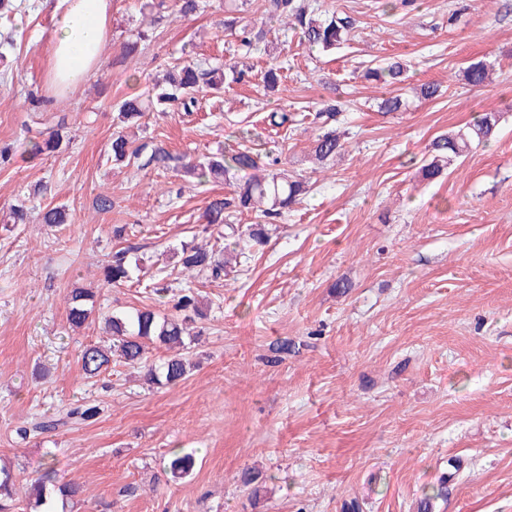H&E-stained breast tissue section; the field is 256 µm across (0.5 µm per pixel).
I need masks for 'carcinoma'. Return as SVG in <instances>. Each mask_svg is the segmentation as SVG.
<instances>
[{"label": "carcinoma", "mask_w": 512, "mask_h": 512, "mask_svg": "<svg viewBox=\"0 0 512 512\" xmlns=\"http://www.w3.org/2000/svg\"><path fill=\"white\" fill-rule=\"evenodd\" d=\"M262 14L269 20H277L283 27L299 31L303 41L310 48L324 52L337 48L348 40L357 28V20L348 15L333 14L322 17L321 5L317 0H261ZM241 17L231 13L224 16V30L238 32L241 46L253 50L257 44L267 40L271 29L264 26L240 25ZM491 66L483 59L471 61L463 69V80L469 86L483 85L489 77ZM406 65L393 61L382 68H368L364 77L381 80L384 84L395 86L404 82ZM251 69L242 61L226 68L203 67L194 62H178L169 67L163 81L157 84L156 96L129 97L123 99L118 108L121 123L140 125V121L150 111V105L157 99L164 102H176L187 112L197 103L196 94L201 87L207 86L219 91L225 82L242 83L247 81ZM345 108L339 100L322 104L315 119L319 120L321 133L312 147V159L325 164L341 154L345 145V133L340 130L338 115ZM499 117L494 113H484L474 118L466 128L440 134L431 143L429 157L420 167L422 176L432 179L441 173L444 166L460 160L472 147L489 143L496 135ZM149 151L146 164L160 174L181 171L200 183L212 179L224 178L229 171H249L259 168L262 157L253 147L238 144L226 151H218L196 161L175 155L161 144L139 145L125 134L112 135L110 152L116 165L129 166L144 151ZM278 157L266 162L270 171L254 175L237 184L227 197L214 198L206 206L203 218L206 224L224 230V238L234 239L235 246L245 250L264 244L269 232L267 226L281 218L283 213L295 205L305 193V182L293 176L287 169L280 167ZM253 209L261 211V224H248L244 227L231 222L232 214ZM130 249L116 251L103 267V280L109 285H121L131 282L135 273L144 271L140 258L128 259ZM233 257L227 249L203 248L201 246H182L178 263L181 272L192 277L205 275L217 279L232 269ZM96 291L91 288H74L67 295V320L74 329H81L93 322ZM176 314L159 316L150 308L106 314L102 317L107 340L103 343L83 347L80 352L81 370L86 378H99L110 368L112 362H118L131 368L144 370L145 379L157 386H172L182 381L190 367L187 354L195 341L201 337L194 330L192 315L199 314L201 300L192 288H182L171 297ZM156 344L165 348L169 355L158 365L148 362L146 344ZM102 411L99 403L85 401L66 412V418L88 422L98 418ZM63 419L43 418L35 422H26L17 428V436L25 440L32 435L43 434L56 429ZM196 458L181 449L169 451L167 471L173 479H183L193 473ZM51 471L30 479V491L26 506H20V498L10 468L0 466V512H53L50 507L51 491L48 483ZM448 478L439 480L438 485L424 494L420 500L419 512H434V501L443 499L447 494Z\"/></svg>", "instance_id": "carcinoma-1"}]
</instances>
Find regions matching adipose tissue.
Masks as SVG:
<instances>
[{
    "label": "adipose tissue",
    "instance_id": "adipose-tissue-1",
    "mask_svg": "<svg viewBox=\"0 0 512 512\" xmlns=\"http://www.w3.org/2000/svg\"><path fill=\"white\" fill-rule=\"evenodd\" d=\"M52 35L50 74L61 90L81 86L102 65L112 0H61Z\"/></svg>",
    "mask_w": 512,
    "mask_h": 512
}]
</instances>
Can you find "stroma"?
<instances>
[{
	"label": "stroma",
	"mask_w": 512,
	"mask_h": 512,
	"mask_svg": "<svg viewBox=\"0 0 512 512\" xmlns=\"http://www.w3.org/2000/svg\"><path fill=\"white\" fill-rule=\"evenodd\" d=\"M56 2L16 0L11 29H0V146L12 153L0 166V464L17 487L50 460L57 482L85 488L66 512H344L351 500L360 512H417L446 475L435 512H512V0L464 10L417 0L390 12L383 0H320L359 22L340 49L312 51L298 32L275 30L245 58L249 82L200 89L190 113L150 114L140 141L196 158L245 139L281 157L307 192L235 272L175 280L208 304L184 380L157 388L116 363L105 389L79 362L103 333L69 327V291L97 289L104 312L171 311L148 289L103 284L102 266L129 245L150 273H173L181 245L218 238L203 229L208 202L246 178L200 185L114 166L118 104L151 91L174 59L240 57L225 0H206L196 14H167L122 58L142 16L138 0H112L102 68L60 96L48 79ZM399 58L410 64L407 106L386 115L385 86L363 73ZM479 58L493 63V81L466 85L460 73ZM272 65L283 79L270 93ZM428 82L441 96L417 97ZM336 97L347 104L345 150L317 170L312 115ZM282 109L296 124L270 126ZM487 112L500 117L498 138L424 179L432 139ZM60 119V148L32 156ZM101 193L111 211H98ZM48 205L65 206L66 224H42ZM17 206L25 223L11 219ZM116 224L132 225L126 240L113 238ZM283 338L296 347L279 358ZM85 397L102 403L96 421L18 438L23 421ZM174 448L196 450L191 477L166 472ZM248 470L255 486L243 483Z\"/></svg>",
	"instance_id": "35a3bbf8"
}]
</instances>
